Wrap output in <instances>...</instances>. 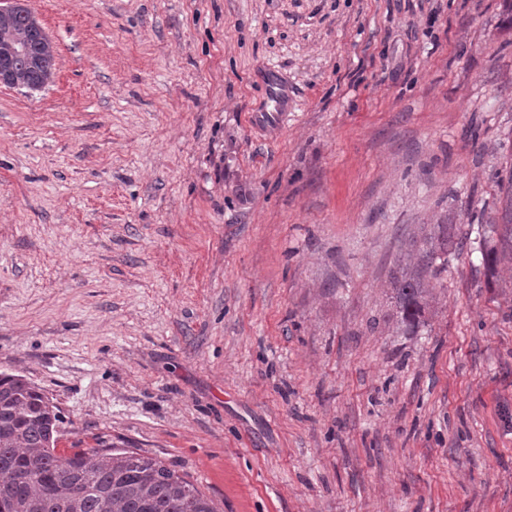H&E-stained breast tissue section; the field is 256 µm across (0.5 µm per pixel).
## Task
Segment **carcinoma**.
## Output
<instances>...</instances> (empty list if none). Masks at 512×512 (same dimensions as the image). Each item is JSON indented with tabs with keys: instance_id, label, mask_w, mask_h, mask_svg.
<instances>
[{
	"instance_id": "obj_1",
	"label": "carcinoma",
	"mask_w": 512,
	"mask_h": 512,
	"mask_svg": "<svg viewBox=\"0 0 512 512\" xmlns=\"http://www.w3.org/2000/svg\"><path fill=\"white\" fill-rule=\"evenodd\" d=\"M29 16L0 17V34L28 32ZM490 223L481 226V264L491 277L512 263V174ZM469 237L456 224H433L410 244L391 276L393 318L416 327L432 312V281ZM43 393L21 376L0 373V512H217L207 496L161 460L130 450L61 454L46 447L58 416L41 411Z\"/></svg>"
}]
</instances>
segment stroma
<instances>
[{
  "instance_id": "stroma-1",
  "label": "stroma",
  "mask_w": 512,
  "mask_h": 512,
  "mask_svg": "<svg viewBox=\"0 0 512 512\" xmlns=\"http://www.w3.org/2000/svg\"><path fill=\"white\" fill-rule=\"evenodd\" d=\"M53 83L0 87V373L61 453L136 449L219 512H512V267L424 227L494 215L512 0H29ZM288 122L250 124L262 69ZM468 235L457 224H433L418 241L410 244L406 258L399 260L391 276L390 304L393 318L402 326L416 327L432 312L434 292L441 273L448 269V254L467 247Z\"/></svg>"
}]
</instances>
